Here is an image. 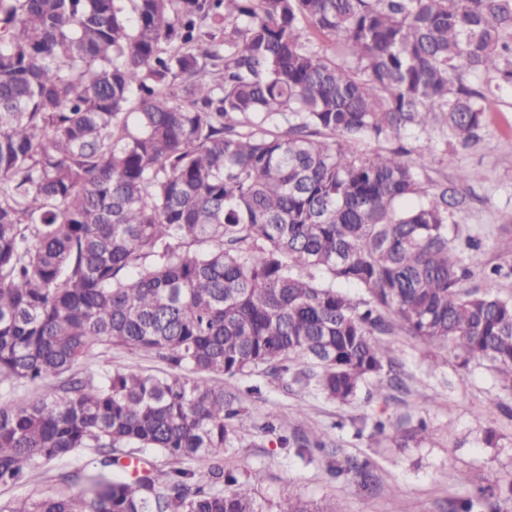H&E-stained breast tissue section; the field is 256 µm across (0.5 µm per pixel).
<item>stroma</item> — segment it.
<instances>
[{"mask_svg": "<svg viewBox=\"0 0 512 512\" xmlns=\"http://www.w3.org/2000/svg\"><path fill=\"white\" fill-rule=\"evenodd\" d=\"M451 163L436 156L417 157V168L433 179L456 181L468 172L463 189L469 202L454 213L458 252L473 275L467 285L512 293V88L488 104L480 141L465 147L449 141ZM389 356L398 366L403 389L378 380L363 386L343 406L315 394H301L272 382L262 372L226 380L245 413L237 436L224 450V463L238 476L261 471L264 480L253 495L277 503L283 485L296 497L339 512H446L449 501L473 496L482 487L512 479V393L502 390L487 363L458 372L451 353L398 333L389 337ZM388 424L425 421V442L398 446L390 435H372L362 417ZM309 431L325 433L332 452L315 453L305 462L281 448L294 420ZM495 445L484 442L486 431ZM368 462L371 487L351 475L330 477V460ZM469 473L462 482L459 472Z\"/></svg>", "mask_w": 512, "mask_h": 512, "instance_id": "stroma-1", "label": "stroma"}]
</instances>
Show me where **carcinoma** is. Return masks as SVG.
I'll return each mask as SVG.
<instances>
[{
    "instance_id": "obj_1",
    "label": "carcinoma",
    "mask_w": 512,
    "mask_h": 512,
    "mask_svg": "<svg viewBox=\"0 0 512 512\" xmlns=\"http://www.w3.org/2000/svg\"><path fill=\"white\" fill-rule=\"evenodd\" d=\"M503 84L512 0H0V386L57 382L0 405V488L92 456L59 475L79 493L0 512H261L224 469L244 407L221 378L348 404L402 387L399 332L512 392V296L464 286L467 197L400 145L471 143ZM112 348L167 370L92 372ZM146 448L175 467L128 473ZM278 512L327 509L285 488Z\"/></svg>"
}]
</instances>
